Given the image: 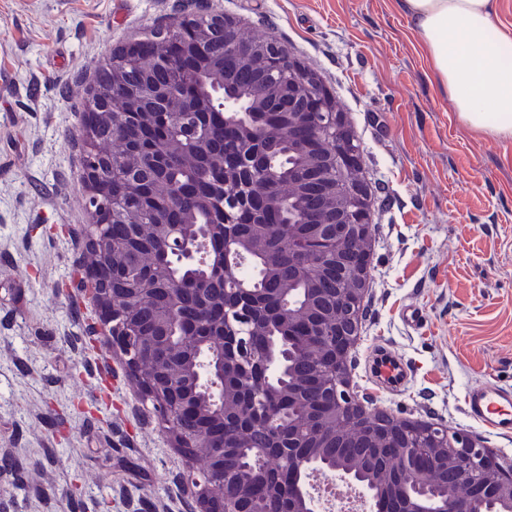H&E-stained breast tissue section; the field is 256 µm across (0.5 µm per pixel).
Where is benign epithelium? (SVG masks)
Returning a JSON list of instances; mask_svg holds the SVG:
<instances>
[{
    "label": "benign epithelium",
    "mask_w": 512,
    "mask_h": 512,
    "mask_svg": "<svg viewBox=\"0 0 512 512\" xmlns=\"http://www.w3.org/2000/svg\"><path fill=\"white\" fill-rule=\"evenodd\" d=\"M193 25L194 19L188 18L170 29L167 49L152 56L158 68L181 67L187 56H223L224 77L246 68L251 72L256 93L244 99L217 87L208 92L205 106L218 103L226 120L244 125L252 113L274 99L277 109L287 118L280 127V137L297 138L306 149L317 148L309 154L299 181L301 191L313 201L311 212L316 223L309 225L307 237L294 234L286 224L277 226V230L288 237V264L294 282L308 278L316 269L336 278V290L319 295L321 305L300 310L288 304V325L295 334L312 345L321 344L320 355L313 357L316 365L312 377L297 387H316L320 395L335 399L336 432L317 426L314 432L301 436L288 432V440L298 443L300 450L288 460V480L268 482L265 490L287 502L288 512H316L305 478L309 472L321 469L319 453L329 446L336 449V463L326 472L343 483L357 484L370 512H427L424 484L433 482V475L452 476L455 487L454 493L445 491L438 497L439 506L434 512H482L487 501L494 504V512H512V465H502L494 450L463 431L401 420L385 412L369 413L350 390L347 360L363 312L371 223L366 192L353 180L360 164L359 149L333 99L318 79L291 59L275 39L244 40L237 22L222 17L215 35L204 36L191 45L179 42L175 34ZM144 55L146 47L141 41H129L113 52L109 65L113 72L120 73ZM153 94V84L145 80L125 85L112 95L97 87L92 89L85 128L88 146L84 182L94 229L91 248L97 260L84 267V288L101 311L102 328L112 346L119 351L144 394L154 402L156 414L168 426L175 447L187 455L204 453L210 457L212 465L182 475L183 483L193 488L200 512H251L256 490L248 482L245 470L239 468L233 452L224 444L200 446L185 437L181 424L189 416V407L180 399L176 383L160 366L149 374L144 372L141 348L135 343L138 327L116 314L112 303V225L133 221L139 194L137 182L132 179L125 197L112 198V187L102 177L108 155L98 152L93 144L99 122L116 110L118 96L136 101L149 99ZM270 165L264 144L257 138L252 141L246 165L237 168L234 178L224 181V200L233 205L237 186L249 185L246 207L252 222L258 224L269 222L274 205L269 182L255 180L254 174ZM188 194L186 188L171 191L160 198L158 208L168 216L167 251L194 265L196 244L181 234L178 225ZM245 246L241 236L227 233L224 250L228 256L244 254ZM167 276L161 269L151 271L127 280L125 287L143 294L149 291L152 282ZM166 310L174 335L159 337L152 348L161 359L169 349L182 348L190 359L198 361L194 384L203 388L222 384L215 401L216 423L224 424V418L229 416L236 418L238 438L247 437L251 430L250 410L229 396L228 384L246 394L251 403L264 400L275 390L274 380L284 354L270 344L259 346L258 334L261 318L274 315L277 310L261 308L241 318L240 328L226 337L224 327L209 322L200 283L194 280L177 281L175 287L168 289ZM215 483L234 492L213 491Z\"/></svg>",
    "instance_id": "benign-epithelium-1"
}]
</instances>
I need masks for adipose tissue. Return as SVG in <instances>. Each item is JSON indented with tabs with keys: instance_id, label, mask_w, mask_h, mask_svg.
<instances>
[{
	"instance_id": "adipose-tissue-1",
	"label": "adipose tissue",
	"mask_w": 512,
	"mask_h": 512,
	"mask_svg": "<svg viewBox=\"0 0 512 512\" xmlns=\"http://www.w3.org/2000/svg\"><path fill=\"white\" fill-rule=\"evenodd\" d=\"M462 126L512 139V34L497 0H401Z\"/></svg>"
}]
</instances>
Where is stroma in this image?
Returning a JSON list of instances; mask_svg holds the SVG:
<instances>
[{
	"label": "stroma",
	"mask_w": 512,
	"mask_h": 512,
	"mask_svg": "<svg viewBox=\"0 0 512 512\" xmlns=\"http://www.w3.org/2000/svg\"><path fill=\"white\" fill-rule=\"evenodd\" d=\"M271 36L335 98L361 154L370 258L347 368L368 411L463 430L512 463V436L465 412L512 385V140L463 128L398 0H208ZM193 0H0V512H194L185 460L74 280L91 221L81 111L112 51ZM419 320L408 323L406 310ZM390 350L402 390L371 372Z\"/></svg>",
	"instance_id": "35a3bbf8"
}]
</instances>
